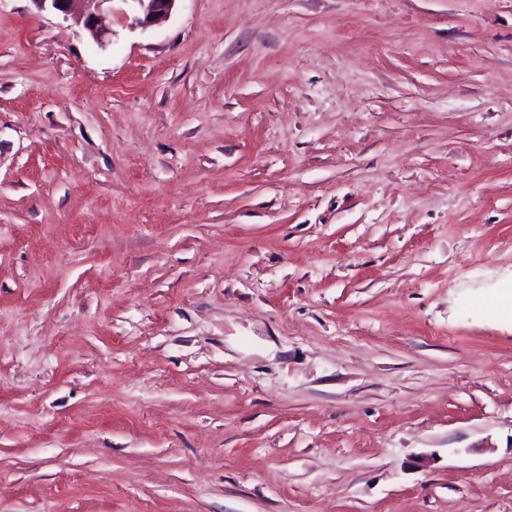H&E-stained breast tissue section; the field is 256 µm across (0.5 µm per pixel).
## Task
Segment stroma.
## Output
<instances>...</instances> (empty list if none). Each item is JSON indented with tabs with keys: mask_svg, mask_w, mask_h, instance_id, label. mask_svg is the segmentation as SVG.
<instances>
[{
	"mask_svg": "<svg viewBox=\"0 0 512 512\" xmlns=\"http://www.w3.org/2000/svg\"><path fill=\"white\" fill-rule=\"evenodd\" d=\"M0 0V512H512V0ZM114 0H31L39 12L50 10L61 14L64 18L75 15L89 37L98 45L103 46L111 29L103 26L102 16L107 4ZM142 16L137 17L136 24L142 27L156 25L169 18L178 0H135Z\"/></svg>",
	"mask_w": 512,
	"mask_h": 512,
	"instance_id": "stroma-1",
	"label": "stroma"
}]
</instances>
